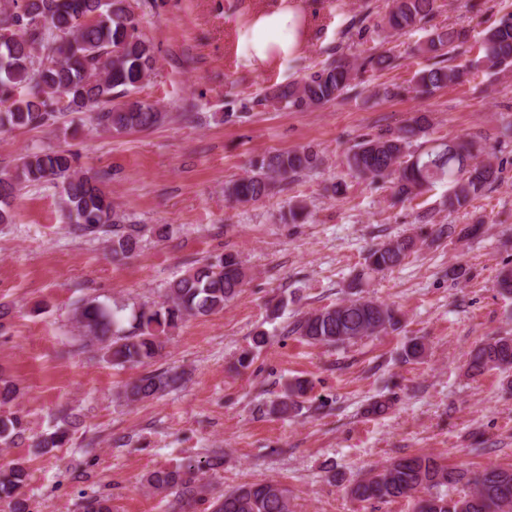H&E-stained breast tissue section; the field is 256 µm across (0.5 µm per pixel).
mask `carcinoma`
<instances>
[{
  "label": "carcinoma",
  "mask_w": 512,
  "mask_h": 512,
  "mask_svg": "<svg viewBox=\"0 0 512 512\" xmlns=\"http://www.w3.org/2000/svg\"><path fill=\"white\" fill-rule=\"evenodd\" d=\"M435 0H392L387 27L403 31L433 12ZM466 35L448 28L432 29L418 50L436 62L414 76L413 91L430 95L456 83L468 66L458 64ZM479 56L470 64L492 71L512 69V14L502 17L484 36ZM156 57L142 36L139 23L124 0H4L0 6V130L36 129L55 120L62 111L58 95L65 92L68 111L91 112L96 126L123 134L151 129L166 119L132 91L156 69ZM355 64L341 56L301 80L279 85L269 99L281 108L306 110L339 99L354 80ZM430 115L415 113L396 131L362 139L346 155L349 169L367 184L388 182L398 202L421 195L433 182H448V207L461 209L497 180V169L479 159L472 140L455 137L429 147L413 144L427 137ZM318 152L311 147L269 153L254 159L251 173L224 185L225 198L234 203L262 201L302 172L318 168ZM78 167V155L69 150H33L19 158L13 175L0 174V224L14 222L13 202L28 186L54 184L59 204L72 233L106 243L112 259L133 257L140 247L142 228L122 223L112 196L102 180ZM415 246L411 237L390 239L373 249L352 287L362 280L402 263ZM246 272L238 254L226 252L213 261L194 264L170 281L164 298L141 305L130 316L96 299L83 301L74 312L82 347H95L101 358L117 366L150 363L162 348V337L189 317H205L243 288ZM400 324L397 311L364 296L316 310L303 317L294 331L314 344H342L373 336ZM512 369V336L492 337L468 353L467 370ZM178 377L151 373L126 383L119 397L128 403L154 398ZM306 381L296 379L271 402L269 412L291 415L307 395ZM27 431L23 416H0V443L10 445ZM21 463L0 472V498H12L28 480ZM146 481L158 492L191 491V467L156 470ZM462 486L455 497L430 495L417 499L416 512H512V469L490 466L468 477L419 455L395 460L353 482L348 493L360 501L388 502L411 497L425 489ZM212 512H290L288 491L275 482L242 484L216 498Z\"/></svg>",
  "instance_id": "carcinoma-1"
}]
</instances>
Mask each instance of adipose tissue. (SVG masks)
I'll return each mask as SVG.
<instances>
[{
	"label": "adipose tissue",
	"instance_id": "1",
	"mask_svg": "<svg viewBox=\"0 0 512 512\" xmlns=\"http://www.w3.org/2000/svg\"><path fill=\"white\" fill-rule=\"evenodd\" d=\"M305 39L301 17L293 9L279 8L255 15L240 35V45L257 65L292 53Z\"/></svg>",
	"mask_w": 512,
	"mask_h": 512
}]
</instances>
